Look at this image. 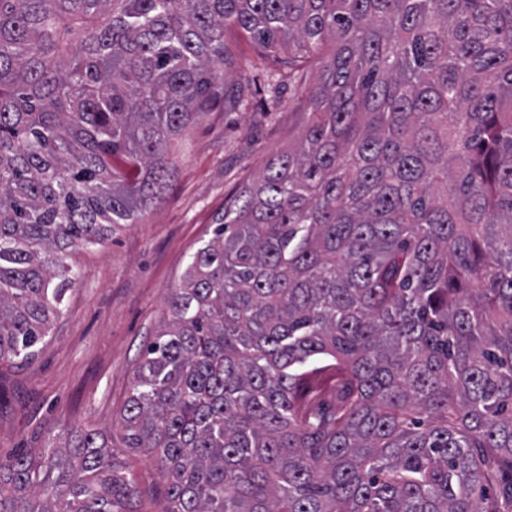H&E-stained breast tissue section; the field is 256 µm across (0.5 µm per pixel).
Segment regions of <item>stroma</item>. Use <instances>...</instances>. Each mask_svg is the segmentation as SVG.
I'll list each match as a JSON object with an SVG mask.
<instances>
[{"instance_id":"35a3bbf8","label":"stroma","mask_w":512,"mask_h":512,"mask_svg":"<svg viewBox=\"0 0 512 512\" xmlns=\"http://www.w3.org/2000/svg\"><path fill=\"white\" fill-rule=\"evenodd\" d=\"M236 86L259 63L249 37L228 29ZM305 122L295 91L279 77L251 88L237 106L217 105L191 126L172 156L165 202L111 240L75 253L79 272L37 359L0 369V460L44 447L69 428L101 432L116 469L132 476L133 512H160L166 485L145 453L126 447L122 411L147 341L197 248L213 236L224 202L263 171L273 152L296 143Z\"/></svg>"}]
</instances>
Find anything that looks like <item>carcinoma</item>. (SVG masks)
<instances>
[{
    "label": "carcinoma",
    "mask_w": 512,
    "mask_h": 512,
    "mask_svg": "<svg viewBox=\"0 0 512 512\" xmlns=\"http://www.w3.org/2000/svg\"><path fill=\"white\" fill-rule=\"evenodd\" d=\"M228 25L306 121L142 352L124 439L162 512H512V0H0V367L259 81L228 93ZM330 369L336 409L306 407ZM134 495L96 430L0 462V512Z\"/></svg>",
    "instance_id": "carcinoma-1"
}]
</instances>
